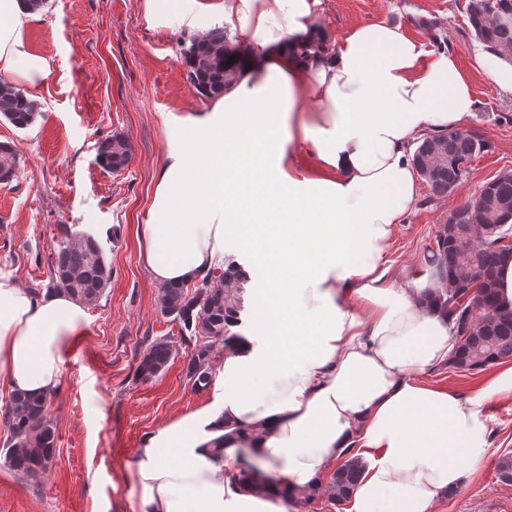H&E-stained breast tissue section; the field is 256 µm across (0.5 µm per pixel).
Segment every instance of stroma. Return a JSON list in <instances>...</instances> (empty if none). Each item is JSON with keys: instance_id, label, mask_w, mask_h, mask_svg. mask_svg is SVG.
Wrapping results in <instances>:
<instances>
[{"instance_id": "35a3bbf8", "label": "stroma", "mask_w": 512, "mask_h": 512, "mask_svg": "<svg viewBox=\"0 0 512 512\" xmlns=\"http://www.w3.org/2000/svg\"><path fill=\"white\" fill-rule=\"evenodd\" d=\"M144 0H46L28 29L34 52L52 60L38 89L39 115L20 130L0 119V142L12 143L19 174L0 184V272L22 287L43 291L61 240L60 229L92 234L112 268L105 295L88 305L85 333L62 368L47 417L57 453L40 484L0 464V512H134L130 475L136 448L156 427L211 400L222 383L194 390L186 377L188 348L178 326L156 305L159 287L140 256L136 227L143 223L156 172L167 149L170 116L202 109L180 58L183 34L152 28ZM465 0H321L320 24L332 45L352 27L382 21L433 49L426 29L435 23L446 53L466 70L474 109L461 126L489 144L467 178L446 196L420 185L416 202L397 228L390 260L413 276L440 219L474 199L499 172L512 170V93L472 60L482 50L465 17ZM125 139L131 149L121 171L97 162L100 143ZM168 337L173 355L157 377L137 379L148 341ZM491 453L478 473L440 502L436 512H512V483L495 471L512 452V395L493 400Z\"/></svg>"}]
</instances>
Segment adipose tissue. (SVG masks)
<instances>
[{
  "label": "adipose tissue",
  "instance_id": "adipose-tissue-1",
  "mask_svg": "<svg viewBox=\"0 0 512 512\" xmlns=\"http://www.w3.org/2000/svg\"><path fill=\"white\" fill-rule=\"evenodd\" d=\"M319 3L144 0L148 26L195 38L224 28L249 68L205 109L170 116L141 257L159 285L193 282L234 240L254 258L239 271L255 316L225 350L212 400L137 448L135 512H297L247 489L242 452L292 487L356 459L347 512H435L489 456V404L512 394L510 364L468 394L429 382L454 325L432 302L433 264L399 280L390 262L418 199L416 143L472 113L471 82L454 56L383 22L297 53ZM38 16L30 0H0V73L32 89L52 67L27 38ZM86 323L67 293L0 273V381L55 392Z\"/></svg>",
  "mask_w": 512,
  "mask_h": 512
}]
</instances>
